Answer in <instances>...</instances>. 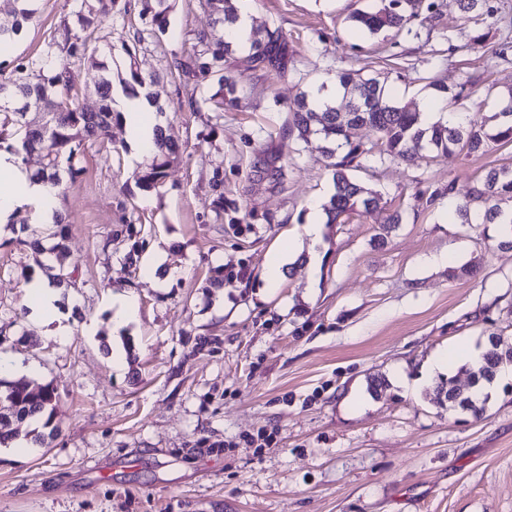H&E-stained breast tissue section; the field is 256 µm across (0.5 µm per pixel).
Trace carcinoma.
I'll return each instance as SVG.
<instances>
[{
	"instance_id": "obj_1",
	"label": "carcinoma",
	"mask_w": 512,
	"mask_h": 512,
	"mask_svg": "<svg viewBox=\"0 0 512 512\" xmlns=\"http://www.w3.org/2000/svg\"><path fill=\"white\" fill-rule=\"evenodd\" d=\"M205 6L218 15V22L231 28L237 20L234 0H204ZM38 0H0V12L10 23L0 25V53L8 49L21 33L25 24L37 14ZM115 0H81L74 14V22H67L59 34L51 37L42 54L26 64L17 65L7 77L0 78V145L20 156L23 163L29 157H39V166L32 170L30 179L58 189L75 183L83 174V162L89 149L107 143L112 122L118 114L110 106L112 78L129 87H152L155 79L138 71L136 48L146 37L164 35L169 30L170 16L175 0H144L143 14L149 18L148 27L133 35V43H122L126 55L124 72L112 74V68L91 46L92 36L100 19L112 14ZM418 0H373L366 10L357 9L349 20L362 32L375 36L384 31L399 32L418 18ZM251 58L274 62L286 49L279 29H266L251 34ZM238 45L208 32H199L194 38L192 51L186 59L174 58V66L181 70L194 87L206 88L198 98L190 97L194 112H212L214 119L224 117V111L239 106L237 84L230 74L224 73V59L234 55ZM76 58L102 72L95 86L101 105L95 112H87L76 103V94L70 84L66 61ZM342 89V104L329 99L318 105L310 95H301L289 107L293 128L303 142L312 137L322 142V156L331 170L333 190L322 204L325 223L340 224L343 218L356 212H369L379 207L381 194L364 186L351 176V171L372 159H390L413 163L432 152L459 151L467 156L483 155L495 146L512 144V88L497 92L506 105L494 115L493 124L450 126L441 121L426 125L422 112L400 105L375 78H364L355 71L336 74ZM467 83L453 88L430 77L425 88L432 90L449 106L460 104L465 98ZM38 101L42 112L38 118L26 120L12 106L13 101ZM368 125L380 136L381 146L367 147L350 137L352 129ZM154 149L145 154L137 173L136 182L148 191L158 186L166 168L176 158L178 147L156 128ZM461 224L486 236V225L507 224L497 246L512 248V167H491L478 178L471 188L468 200L455 208ZM69 225L61 219L48 229L33 230L26 245L34 254L35 265L49 271L48 280L56 287L77 288L79 280L76 265L69 261L66 241ZM505 363H512V351L499 350L494 341L482 356V361L465 369L472 384L490 382L489 375ZM435 399L480 419L485 404L477 407L465 405L455 379L440 377L434 386ZM0 402L7 410L0 412V447L7 448L17 432L14 423L31 418H44L43 426L51 424L57 413L59 395L50 385L32 386L26 382L0 378Z\"/></svg>"
}]
</instances>
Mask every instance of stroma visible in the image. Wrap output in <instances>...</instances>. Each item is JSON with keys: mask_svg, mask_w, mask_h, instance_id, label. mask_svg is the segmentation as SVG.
Segmentation results:
<instances>
[{"mask_svg": "<svg viewBox=\"0 0 512 512\" xmlns=\"http://www.w3.org/2000/svg\"><path fill=\"white\" fill-rule=\"evenodd\" d=\"M434 2L408 30L372 37L348 21L372 0H253L254 28L282 29L288 51L276 68L244 51L225 59L242 100L217 122L191 111L173 66L213 17L200 0H176L168 33L137 51L179 147L163 183L138 187L118 120L58 202L87 281L62 291L70 335H46L22 314L32 256L21 225L37 214L18 209L0 227V316H21L0 349L18 378L60 396L49 446L0 450V512H512V387L477 420L436 404L425 380L437 351L492 333L512 346V249L448 216L485 169L512 165V147L365 163L353 176L381 194L379 208L325 225L319 245L303 234L332 180L320 141L302 144L290 124L300 92L355 70L418 107L426 78L469 79L467 120L500 111L512 63L496 49L512 36V0L468 17L457 0ZM75 7L39 0L0 70L38 57ZM141 8L117 0L98 47L145 29ZM450 183L453 197L425 202ZM397 210L402 224L374 244ZM111 229L121 236L106 250ZM286 240L300 254L267 287ZM467 263L475 275L457 276ZM218 268L235 278L213 288ZM123 291L139 307L117 328L108 301ZM374 377L387 388L370 392Z\"/></svg>", "mask_w": 512, "mask_h": 512, "instance_id": "35a3bbf8", "label": "stroma"}]
</instances>
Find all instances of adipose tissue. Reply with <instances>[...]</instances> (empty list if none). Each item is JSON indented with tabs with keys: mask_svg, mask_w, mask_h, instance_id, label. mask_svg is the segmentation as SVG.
I'll return each mask as SVG.
<instances>
[{
	"mask_svg": "<svg viewBox=\"0 0 512 512\" xmlns=\"http://www.w3.org/2000/svg\"><path fill=\"white\" fill-rule=\"evenodd\" d=\"M117 108L127 132V144L132 160H140L152 147L155 139V120L151 118L152 105L142 96L121 98ZM8 180L15 190L11 193L0 192V222L4 221L19 199L26 198L34 203L44 223H53L56 210V190L47 184H33L20 157L12 152L0 151V181ZM30 295L36 302L31 305V316L47 328L48 335H68L70 327L67 317L59 306V292L56 287L42 278L31 280L27 285Z\"/></svg>",
	"mask_w": 512,
	"mask_h": 512,
	"instance_id": "1",
	"label": "adipose tissue"
}]
</instances>
